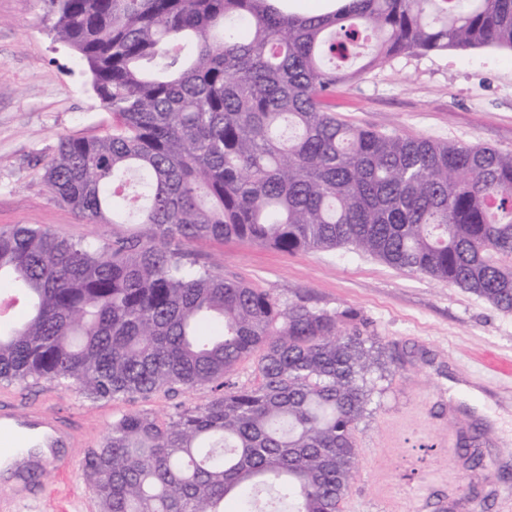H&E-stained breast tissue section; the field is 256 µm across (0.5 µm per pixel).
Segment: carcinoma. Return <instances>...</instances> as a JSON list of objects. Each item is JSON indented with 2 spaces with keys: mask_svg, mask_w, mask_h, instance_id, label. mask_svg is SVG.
Returning a JSON list of instances; mask_svg holds the SVG:
<instances>
[{
  "mask_svg": "<svg viewBox=\"0 0 512 512\" xmlns=\"http://www.w3.org/2000/svg\"><path fill=\"white\" fill-rule=\"evenodd\" d=\"M112 131L63 136L49 192L112 240L0 229V381L93 399L217 392L128 412L82 470L100 512H341L373 361L347 312L283 306L186 246L351 247L512 310V153L346 123L336 87L421 50H512V0H46ZM258 355L259 383L230 379Z\"/></svg>",
  "mask_w": 512,
  "mask_h": 512,
  "instance_id": "obj_1",
  "label": "carcinoma"
}]
</instances>
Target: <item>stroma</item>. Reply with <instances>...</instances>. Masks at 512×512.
I'll return each instance as SVG.
<instances>
[{
    "label": "stroma",
    "mask_w": 512,
    "mask_h": 512,
    "mask_svg": "<svg viewBox=\"0 0 512 512\" xmlns=\"http://www.w3.org/2000/svg\"><path fill=\"white\" fill-rule=\"evenodd\" d=\"M347 123L512 152V51H414L336 90ZM112 125L78 55L51 32L45 0H0V228L38 226L73 239H109L49 192L45 165L64 136ZM200 263L281 303L350 311L374 337L378 366L356 430L357 466L343 512H500L512 499V312L447 282L409 274L350 248L286 255L239 242H201ZM85 430L90 443L58 449L33 481L23 512H98L82 460L129 411L161 418L201 406L211 389L93 400L67 383H0ZM484 430V464L460 443Z\"/></svg>",
    "instance_id": "1"
}]
</instances>
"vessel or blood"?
Masks as SVG:
<instances>
[{"label":"vessel or blood","mask_w":512,"mask_h":512,"mask_svg":"<svg viewBox=\"0 0 512 512\" xmlns=\"http://www.w3.org/2000/svg\"><path fill=\"white\" fill-rule=\"evenodd\" d=\"M76 438L74 427L58 417L39 408L21 412L9 398L0 399V461L9 466L12 493L26 489L31 475Z\"/></svg>","instance_id":"obj_1"}]
</instances>
